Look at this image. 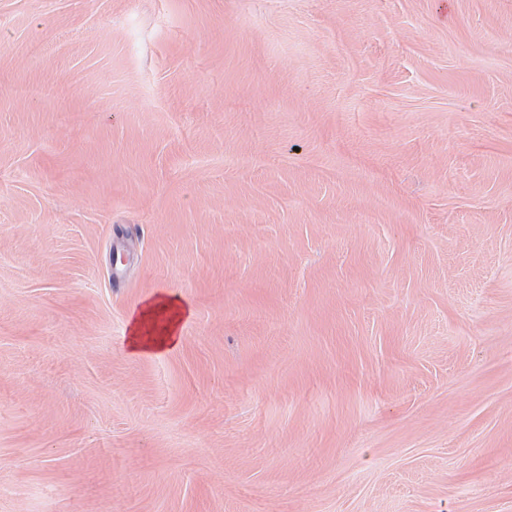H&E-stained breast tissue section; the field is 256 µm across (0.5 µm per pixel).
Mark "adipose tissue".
I'll return each mask as SVG.
<instances>
[{
	"label": "adipose tissue",
	"instance_id": "obj_1",
	"mask_svg": "<svg viewBox=\"0 0 512 512\" xmlns=\"http://www.w3.org/2000/svg\"><path fill=\"white\" fill-rule=\"evenodd\" d=\"M190 309L177 305L166 295L143 307H133L128 318L127 353L132 357H159L174 348L181 340L180 328Z\"/></svg>",
	"mask_w": 512,
	"mask_h": 512
}]
</instances>
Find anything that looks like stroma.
Wrapping results in <instances>:
<instances>
[{
    "mask_svg": "<svg viewBox=\"0 0 512 512\" xmlns=\"http://www.w3.org/2000/svg\"><path fill=\"white\" fill-rule=\"evenodd\" d=\"M0 512H512V0H0ZM191 310L177 305L164 294L156 295L144 307L134 306L128 318L125 337L127 354L131 357H159L178 346L180 328Z\"/></svg>",
    "mask_w": 512,
    "mask_h": 512,
    "instance_id": "35a3bbf8",
    "label": "stroma"
}]
</instances>
